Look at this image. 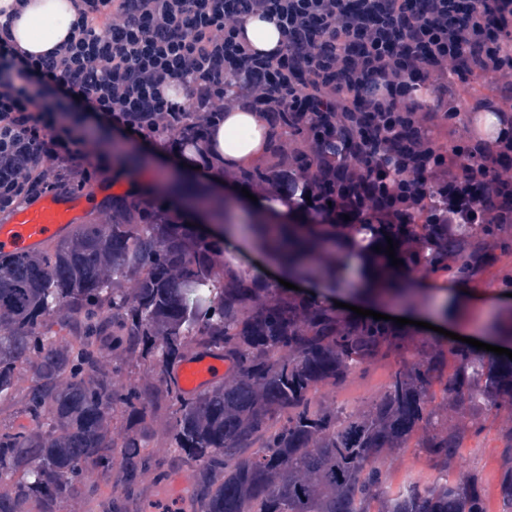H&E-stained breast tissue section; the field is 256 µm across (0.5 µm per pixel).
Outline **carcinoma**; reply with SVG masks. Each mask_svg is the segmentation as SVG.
<instances>
[{
    "label": "carcinoma",
    "instance_id": "cac0c4a2",
    "mask_svg": "<svg viewBox=\"0 0 512 512\" xmlns=\"http://www.w3.org/2000/svg\"><path fill=\"white\" fill-rule=\"evenodd\" d=\"M473 18L464 51L448 30V99L416 91L408 112H270L264 153L225 172L287 208L288 233L268 239L304 256L301 279L349 293L421 280L512 293V0H446ZM494 106L495 138L471 114ZM454 164L448 165V156ZM349 215L344 224L336 223ZM379 246L377 252L373 247ZM512 336V309L485 325ZM112 337L113 360L100 351ZM191 348L230 362L197 395L171 378ZM397 369L375 398L317 401L369 366ZM145 363L146 375L125 378ZM439 386L440 400L433 387ZM28 425L0 424V512H143V483L171 467L192 473L193 512H485L480 473L448 480L465 439L501 419V496L512 512V360L414 325L360 317L314 288L298 291L224 259V245L143 201L115 199L35 253L0 256V402ZM126 416L117 436L115 412ZM163 413L169 459L148 448ZM415 441L437 477L387 490L385 462ZM112 480L104 494L90 471Z\"/></svg>",
    "mask_w": 512,
    "mask_h": 512
}]
</instances>
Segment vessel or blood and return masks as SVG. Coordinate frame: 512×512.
<instances>
[{"mask_svg": "<svg viewBox=\"0 0 512 512\" xmlns=\"http://www.w3.org/2000/svg\"><path fill=\"white\" fill-rule=\"evenodd\" d=\"M83 198L57 199L46 198L36 209H23L16 212L11 219L0 223V253L4 255L23 254L37 249H43L55 242L63 227L51 223V216L64 213L66 218H74L83 208ZM173 377L177 385L187 392H196L223 379V372L202 374L198 377H188L185 367H178Z\"/></svg>", "mask_w": 512, "mask_h": 512, "instance_id": "vessel-or-blood-1", "label": "vessel or blood"}]
</instances>
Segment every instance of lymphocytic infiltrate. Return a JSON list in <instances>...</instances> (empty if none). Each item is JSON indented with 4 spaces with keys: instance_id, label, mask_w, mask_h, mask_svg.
I'll return each mask as SVG.
<instances>
[{
    "instance_id": "obj_1",
    "label": "lymphocytic infiltrate",
    "mask_w": 512,
    "mask_h": 512,
    "mask_svg": "<svg viewBox=\"0 0 512 512\" xmlns=\"http://www.w3.org/2000/svg\"><path fill=\"white\" fill-rule=\"evenodd\" d=\"M76 19L53 50L26 54L0 35V219L42 197L83 188L100 167L87 154L95 129L74 133L52 125L50 88L67 91L97 112L172 152L195 151L209 165L210 130L226 112L243 108L305 112L323 93L346 111L399 109L390 78L418 90L445 92L438 45L404 58L395 74L371 59L381 27L360 24L341 0H71ZM274 21L282 43L254 49L245 21ZM361 49L354 55L352 44ZM348 56L347 78L336 60ZM181 100L170 99V92Z\"/></svg>"
}]
</instances>
